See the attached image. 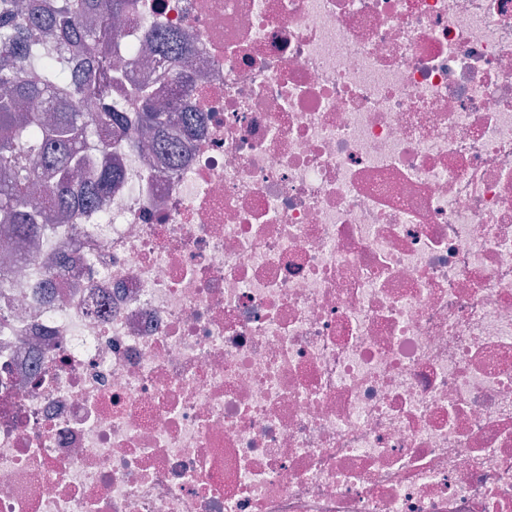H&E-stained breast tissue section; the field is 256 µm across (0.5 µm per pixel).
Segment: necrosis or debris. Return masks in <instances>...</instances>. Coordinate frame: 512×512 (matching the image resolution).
Returning <instances> with one entry per match:
<instances>
[{"label": "necrosis or debris", "mask_w": 512, "mask_h": 512, "mask_svg": "<svg viewBox=\"0 0 512 512\" xmlns=\"http://www.w3.org/2000/svg\"><path fill=\"white\" fill-rule=\"evenodd\" d=\"M135 10L202 122L0 257V512H512V0ZM149 52L156 57L155 61L157 64L164 66L175 74L178 82L185 81L181 77L185 65V56L181 46V39L176 33L168 32L162 34L157 43L149 49ZM180 78L182 80H179Z\"/></svg>", "instance_id": "4bbe7bcc"}]
</instances>
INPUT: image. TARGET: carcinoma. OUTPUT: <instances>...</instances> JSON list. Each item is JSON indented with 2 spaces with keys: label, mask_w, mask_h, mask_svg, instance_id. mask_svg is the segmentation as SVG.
<instances>
[{
  "label": "carcinoma",
  "mask_w": 512,
  "mask_h": 512,
  "mask_svg": "<svg viewBox=\"0 0 512 512\" xmlns=\"http://www.w3.org/2000/svg\"><path fill=\"white\" fill-rule=\"evenodd\" d=\"M114 16H133L131 0H0V231L37 238L54 212L96 206L120 178L116 166L94 167L87 140L112 149V129L149 131L156 152L174 158L176 133L193 117L162 106L154 89L128 85L112 101V70L95 54L112 36ZM149 52L181 78L180 37L161 35Z\"/></svg>",
  "instance_id": "cac0c4a2"
}]
</instances>
